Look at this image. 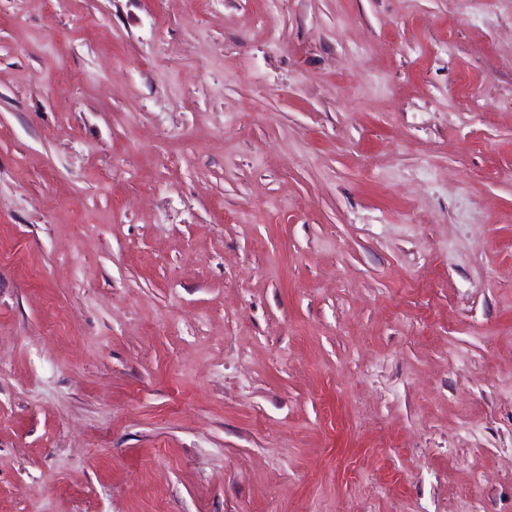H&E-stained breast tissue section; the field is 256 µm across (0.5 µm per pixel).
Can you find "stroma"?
<instances>
[{"label": "stroma", "mask_w": 512, "mask_h": 512, "mask_svg": "<svg viewBox=\"0 0 512 512\" xmlns=\"http://www.w3.org/2000/svg\"><path fill=\"white\" fill-rule=\"evenodd\" d=\"M0 512H512V0H0Z\"/></svg>", "instance_id": "35a3bbf8"}]
</instances>
